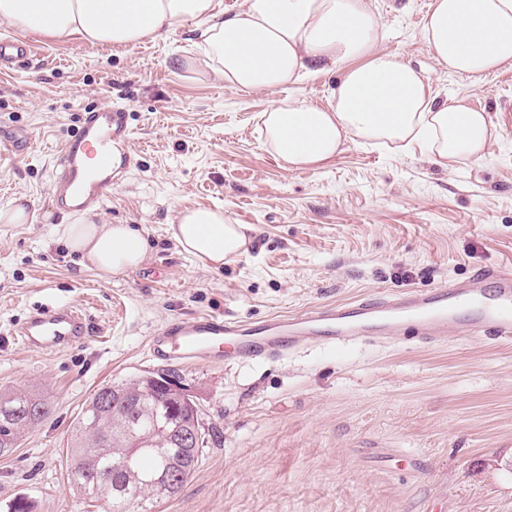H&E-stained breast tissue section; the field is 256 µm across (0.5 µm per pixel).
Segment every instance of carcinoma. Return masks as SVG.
<instances>
[{
	"mask_svg": "<svg viewBox=\"0 0 512 512\" xmlns=\"http://www.w3.org/2000/svg\"><path fill=\"white\" fill-rule=\"evenodd\" d=\"M109 402L95 392L76 422L70 481L89 502L105 500L109 512H130L133 503L143 512H155L156 504L178 494L193 471L199 448H180L177 432L201 425L202 413L191 397L136 375L105 386ZM51 412V406L32 395L0 392V449L11 450L25 431ZM130 429L146 447L136 453V464L125 470L111 464L137 446L123 430ZM168 472L175 488L151 482Z\"/></svg>",
	"mask_w": 512,
	"mask_h": 512,
	"instance_id": "1",
	"label": "carcinoma"
}]
</instances>
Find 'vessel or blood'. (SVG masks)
<instances>
[{
  "mask_svg": "<svg viewBox=\"0 0 512 512\" xmlns=\"http://www.w3.org/2000/svg\"><path fill=\"white\" fill-rule=\"evenodd\" d=\"M129 134L123 108L108 105L83 113L54 165L51 185L61 212L82 209L107 194L132 163ZM458 321L464 322L467 336L511 345L512 273L484 270L445 288L316 305L256 322L195 315L156 330L149 350L156 359L187 362L209 361L228 351L276 359L303 340L435 344ZM13 333L27 348L60 350L87 336L88 319L71 306H44L30 312Z\"/></svg>",
  "mask_w": 512,
  "mask_h": 512,
  "instance_id": "obj_1",
  "label": "vessel or blood"
}]
</instances>
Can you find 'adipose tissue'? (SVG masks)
<instances>
[{
	"instance_id": "obj_1",
	"label": "adipose tissue",
	"mask_w": 512,
	"mask_h": 512,
	"mask_svg": "<svg viewBox=\"0 0 512 512\" xmlns=\"http://www.w3.org/2000/svg\"><path fill=\"white\" fill-rule=\"evenodd\" d=\"M56 40L134 46L176 29L195 38L204 73L226 88L272 92L336 70L327 104L295 100L263 112L262 144L283 169L319 166L346 144L406 148L424 142L447 168L488 159L500 133L462 100L437 102L422 73L387 51L371 0H242L225 14L218 0H0V25ZM434 59L452 74L482 75L512 64V0H434L423 27ZM95 205L62 228L84 265L106 274L139 267L149 245L134 224H101ZM173 240L200 262L222 265L248 244L244 225L222 207L177 211Z\"/></svg>"
}]
</instances>
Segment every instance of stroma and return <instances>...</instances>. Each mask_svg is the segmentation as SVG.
<instances>
[{"mask_svg":"<svg viewBox=\"0 0 512 512\" xmlns=\"http://www.w3.org/2000/svg\"><path fill=\"white\" fill-rule=\"evenodd\" d=\"M432 0H372L384 46L427 78L437 101L487 112L492 155L448 170L425 146L351 144L326 164L283 170L259 116L291 99L327 103L332 71L276 92H236L188 70L185 30L114 48L29 35L30 57L0 67V206L30 201L27 224L0 223V392L34 394L50 415L0 455V512H104L72 487L71 434L101 386L162 368L152 333L179 318L259 321L391 291L444 288L512 266V64L452 75L422 36ZM129 112L131 169L97 202L104 224H137L150 250L132 270L82 267L61 240L50 191L63 141L86 109ZM221 206L245 225L223 266L182 252L177 209ZM83 306L92 336L54 353L21 346L13 324L37 305ZM201 411L205 446L156 512H512V346L449 327L434 346L302 343L274 361L172 362Z\"/></svg>","mask_w":512,"mask_h":512,"instance_id":"stroma-1","label":"stroma"}]
</instances>
